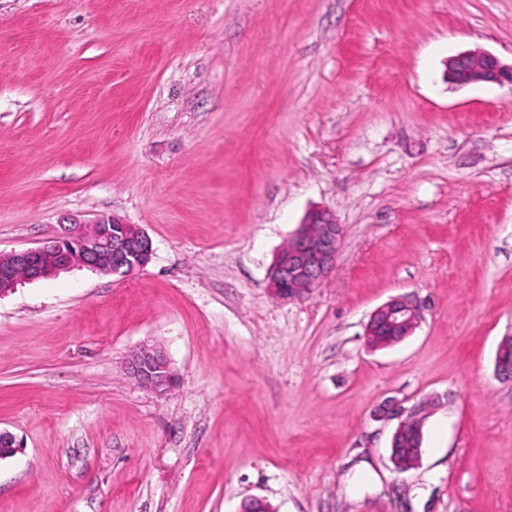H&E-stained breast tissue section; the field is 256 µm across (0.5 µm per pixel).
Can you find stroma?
I'll return each instance as SVG.
<instances>
[{
    "label": "stroma",
    "instance_id": "obj_1",
    "mask_svg": "<svg viewBox=\"0 0 512 512\" xmlns=\"http://www.w3.org/2000/svg\"><path fill=\"white\" fill-rule=\"evenodd\" d=\"M474 50L512 62V0H0V254L112 214L154 248L0 297V512H512V86L449 83ZM313 208L336 268L276 298ZM418 318V306L410 298H391L371 313L364 326L366 343L371 348L399 343L412 334ZM127 373L139 384L165 393L172 385L173 376L165 354L156 347L141 346L129 359ZM419 426H421L420 424V421L418 419H416L414 416H408L407 418H405L404 420H402L398 427L396 428L393 436H392V440H391V460L392 462L394 463L395 467L401 471L403 470H407V469H410L412 468L414 465H416L421 457V451L418 453L416 459L409 463V464H405L399 457L398 455L396 454V440L397 438L405 433V432H418L419 431Z\"/></svg>",
    "mask_w": 512,
    "mask_h": 512
}]
</instances>
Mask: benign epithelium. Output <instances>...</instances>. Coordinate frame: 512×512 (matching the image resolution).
Returning a JSON list of instances; mask_svg holds the SVG:
<instances>
[{"label":"benign epithelium","mask_w":512,"mask_h":512,"mask_svg":"<svg viewBox=\"0 0 512 512\" xmlns=\"http://www.w3.org/2000/svg\"><path fill=\"white\" fill-rule=\"evenodd\" d=\"M447 74L454 84L493 83L512 86V64L502 63L486 52L460 53L447 61ZM342 225L324 210L310 211L298 230L275 255L268 272L269 289L282 299H299L326 280L336 266ZM153 243L138 225L115 217H101L89 224L75 222L65 232L34 248L0 255V296L21 281L55 277L74 266L126 277L151 259ZM419 318L418 306L406 296H397L376 308L364 326L368 346L383 348L410 336ZM127 373L136 382L165 393L173 376L165 354L143 345L129 359ZM414 416L402 420L391 440V460L401 471L416 462L404 463L396 454V440L405 432L419 431Z\"/></svg>","instance_id":"7a95c632"}]
</instances>
